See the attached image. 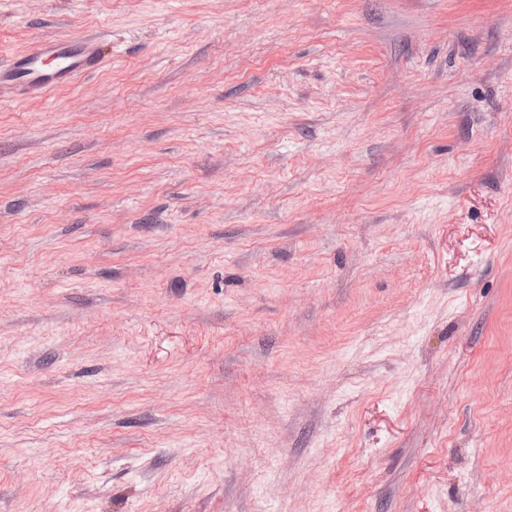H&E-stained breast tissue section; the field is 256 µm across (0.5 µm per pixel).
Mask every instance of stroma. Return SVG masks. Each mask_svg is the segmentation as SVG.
<instances>
[{
	"instance_id": "35a3bbf8",
	"label": "stroma",
	"mask_w": 512,
	"mask_h": 512,
	"mask_svg": "<svg viewBox=\"0 0 512 512\" xmlns=\"http://www.w3.org/2000/svg\"><path fill=\"white\" fill-rule=\"evenodd\" d=\"M0 512H512V0H0ZM53 59L49 65L47 60ZM103 59L94 39L37 41L7 66L0 65V87L20 85L48 93L101 68Z\"/></svg>"
}]
</instances>
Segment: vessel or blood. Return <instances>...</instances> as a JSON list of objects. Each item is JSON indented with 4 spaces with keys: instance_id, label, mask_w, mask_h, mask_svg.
I'll return each mask as SVG.
<instances>
[{
    "instance_id": "1",
    "label": "vessel or blood",
    "mask_w": 512,
    "mask_h": 512,
    "mask_svg": "<svg viewBox=\"0 0 512 512\" xmlns=\"http://www.w3.org/2000/svg\"><path fill=\"white\" fill-rule=\"evenodd\" d=\"M102 58L93 39L37 41L10 64L0 65V86L19 85L47 93L100 69Z\"/></svg>"
}]
</instances>
